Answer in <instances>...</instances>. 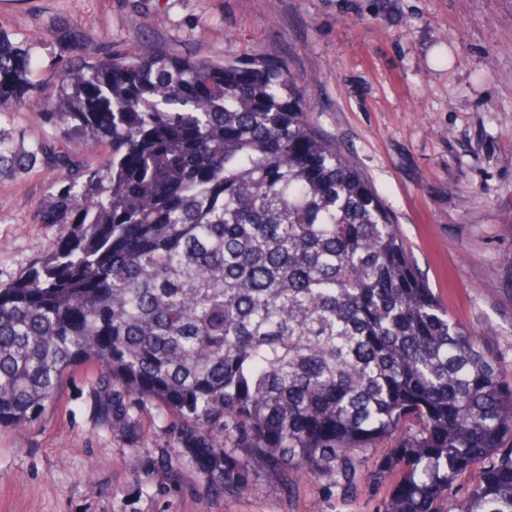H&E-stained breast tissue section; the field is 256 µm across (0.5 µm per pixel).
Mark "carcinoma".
<instances>
[{
    "label": "carcinoma",
    "mask_w": 512,
    "mask_h": 512,
    "mask_svg": "<svg viewBox=\"0 0 512 512\" xmlns=\"http://www.w3.org/2000/svg\"><path fill=\"white\" fill-rule=\"evenodd\" d=\"M38 56L0 35V174L61 170L36 220L64 231L0 286V425L95 362L227 492L303 468L355 497L388 438L382 512H512V379L419 280L286 62L128 52L58 65L46 97ZM27 110L55 139L15 136ZM73 137L111 153L82 166Z\"/></svg>",
    "instance_id": "1"
}]
</instances>
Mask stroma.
<instances>
[{"instance_id":"35a3bbf8","label":"stroma","mask_w":512,"mask_h":512,"mask_svg":"<svg viewBox=\"0 0 512 512\" xmlns=\"http://www.w3.org/2000/svg\"><path fill=\"white\" fill-rule=\"evenodd\" d=\"M0 33L58 62L130 51L288 62L320 128L370 180L449 315L512 379V0H0ZM61 172L0 176V284L54 248ZM81 363L41 417L0 426V512H378L398 473L343 500L294 469L214 489L174 418Z\"/></svg>"}]
</instances>
